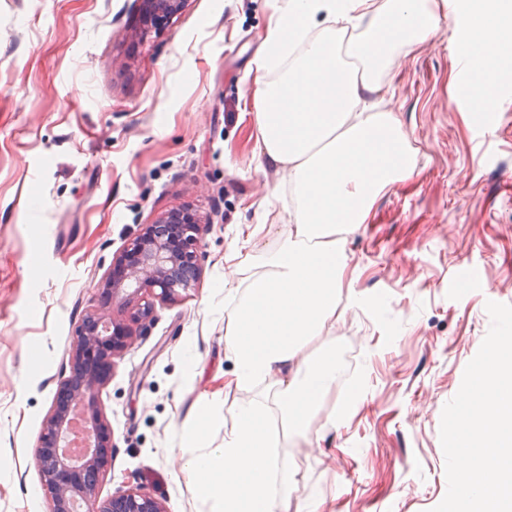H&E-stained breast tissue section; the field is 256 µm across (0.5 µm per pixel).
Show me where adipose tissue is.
<instances>
[{
  "label": "adipose tissue",
  "mask_w": 512,
  "mask_h": 512,
  "mask_svg": "<svg viewBox=\"0 0 512 512\" xmlns=\"http://www.w3.org/2000/svg\"><path fill=\"white\" fill-rule=\"evenodd\" d=\"M448 0H288L271 21L255 63V120L261 156L287 170L295 222L276 247L255 250L266 225L241 241L251 273L224 282L227 389L242 393L232 413L202 396L181 430L182 479L193 512H320L294 502L296 479L282 443L323 413L336 357L312 355L311 341L334 320L347 258L337 236L367 223L378 197L415 172L416 152L399 121L373 111L397 56L435 36ZM478 44L461 46L485 71L480 95L496 103L501 43L512 8L475 14ZM220 428L212 444L204 437Z\"/></svg>",
  "instance_id": "ef3b65f1"
}]
</instances>
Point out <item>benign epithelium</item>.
<instances>
[{
  "label": "benign epithelium",
  "instance_id": "1",
  "mask_svg": "<svg viewBox=\"0 0 512 512\" xmlns=\"http://www.w3.org/2000/svg\"><path fill=\"white\" fill-rule=\"evenodd\" d=\"M187 0H142L145 19L159 28L180 14ZM204 230L200 219L188 211L173 210L161 215L112 258L119 280L109 275L104 284L116 297L132 289L155 293L162 301L172 300L180 291L201 279L202 269L191 242ZM132 333L123 334L110 326L104 315L90 314L76 329L70 348L69 375L60 383L56 399L43 419V434L35 449V461L52 459L48 468H39L41 481L49 494V512H70L77 498L82 512H167L164 502L133 489H118L100 497L99 477L111 467L107 448L110 430L105 412L97 402L98 393L108 384L114 359L133 343ZM83 405L94 436L89 451L74 461L63 451L69 415Z\"/></svg>",
  "mask_w": 512,
  "mask_h": 512
}]
</instances>
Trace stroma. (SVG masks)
Returning a JSON list of instances; mask_svg holds the SVG:
<instances>
[{
	"mask_svg": "<svg viewBox=\"0 0 512 512\" xmlns=\"http://www.w3.org/2000/svg\"><path fill=\"white\" fill-rule=\"evenodd\" d=\"M286 0H188L142 31L139 0H0V512H48L33 463L68 351L104 311L112 256L165 211L210 225L195 245L200 283L156 304L100 393L112 435L101 497L138 488L192 512L179 478L183 424L200 390L226 408L218 284L239 228L274 248L293 224L285 177L261 164L255 60ZM453 19L399 56L374 96L419 150L414 175L348 235L331 349L349 380L285 450L294 496L323 512H430L447 491L439 429L491 320L512 304V109L464 103ZM42 358L30 360L32 348ZM195 354L196 376L186 357Z\"/></svg>",
	"mask_w": 512,
	"mask_h": 512,
	"instance_id": "1",
	"label": "stroma"
}]
</instances>
